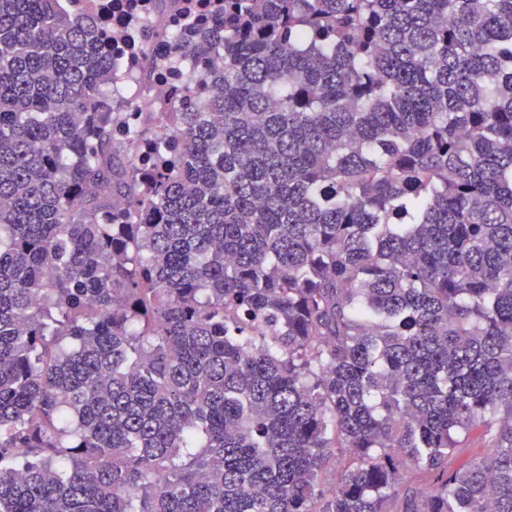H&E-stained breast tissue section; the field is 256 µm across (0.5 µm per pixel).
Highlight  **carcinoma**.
Here are the masks:
<instances>
[{
  "label": "carcinoma",
  "instance_id": "carcinoma-1",
  "mask_svg": "<svg viewBox=\"0 0 512 512\" xmlns=\"http://www.w3.org/2000/svg\"><path fill=\"white\" fill-rule=\"evenodd\" d=\"M79 2L0 0V512H512V0H224L121 139Z\"/></svg>",
  "mask_w": 512,
  "mask_h": 512
}]
</instances>
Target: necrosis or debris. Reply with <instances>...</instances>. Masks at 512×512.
Segmentation results:
<instances>
[{
    "mask_svg": "<svg viewBox=\"0 0 512 512\" xmlns=\"http://www.w3.org/2000/svg\"><path fill=\"white\" fill-rule=\"evenodd\" d=\"M218 0H84L83 16L111 28L112 58L123 80L112 88V109L126 122L145 121L150 112H177L183 106L182 89L189 78L200 77L204 60L186 56L169 61L149 39L184 28L186 15L206 21Z\"/></svg>",
    "mask_w": 512,
    "mask_h": 512,
    "instance_id": "necrosis-or-debris-1",
    "label": "necrosis or debris"
}]
</instances>
